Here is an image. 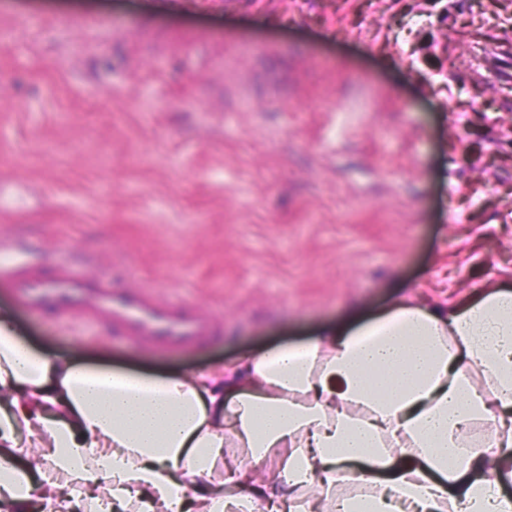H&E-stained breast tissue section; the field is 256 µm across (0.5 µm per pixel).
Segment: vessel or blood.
Listing matches in <instances>:
<instances>
[{
	"label": "vessel or blood",
	"instance_id": "vessel-or-blood-1",
	"mask_svg": "<svg viewBox=\"0 0 512 512\" xmlns=\"http://www.w3.org/2000/svg\"><path fill=\"white\" fill-rule=\"evenodd\" d=\"M32 308L53 307L60 320L79 313L85 325L111 322L114 330L152 346L181 349L199 345L219 331L200 307L160 296L150 287L114 284L107 276L88 277L68 262H58L53 275L15 265L0 273Z\"/></svg>",
	"mask_w": 512,
	"mask_h": 512
}]
</instances>
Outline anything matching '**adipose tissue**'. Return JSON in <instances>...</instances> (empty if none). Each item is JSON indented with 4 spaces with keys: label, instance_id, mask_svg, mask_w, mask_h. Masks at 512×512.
Segmentation results:
<instances>
[{
    "label": "adipose tissue",
    "instance_id": "adipose-tissue-1",
    "mask_svg": "<svg viewBox=\"0 0 512 512\" xmlns=\"http://www.w3.org/2000/svg\"><path fill=\"white\" fill-rule=\"evenodd\" d=\"M512 282L153 376L0 317V512H512Z\"/></svg>",
    "mask_w": 512,
    "mask_h": 512
}]
</instances>
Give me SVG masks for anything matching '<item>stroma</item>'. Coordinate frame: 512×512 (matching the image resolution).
I'll return each instance as SVG.
<instances>
[{"label": "stroma", "instance_id": "obj_1", "mask_svg": "<svg viewBox=\"0 0 512 512\" xmlns=\"http://www.w3.org/2000/svg\"><path fill=\"white\" fill-rule=\"evenodd\" d=\"M59 257L222 320L150 348L0 279L154 374L511 282L512 0H0V267Z\"/></svg>", "mask_w": 512, "mask_h": 512}]
</instances>
